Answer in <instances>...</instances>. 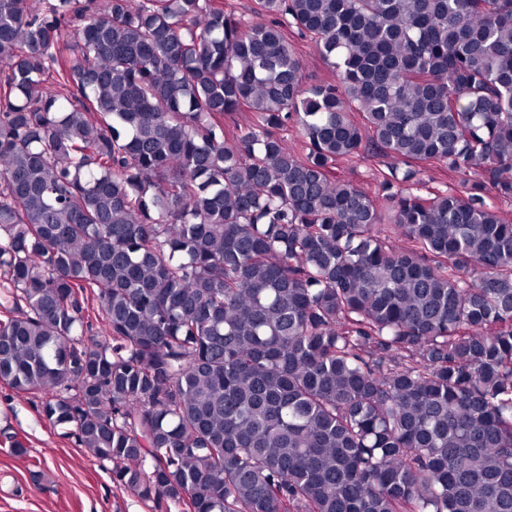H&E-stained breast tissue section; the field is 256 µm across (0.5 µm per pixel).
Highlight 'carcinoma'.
Listing matches in <instances>:
<instances>
[{"label":"carcinoma","instance_id":"cac0c4a2","mask_svg":"<svg viewBox=\"0 0 512 512\" xmlns=\"http://www.w3.org/2000/svg\"><path fill=\"white\" fill-rule=\"evenodd\" d=\"M491 197L512 0H0V382L143 499L512 512ZM300 49L306 62V77L309 82H328L333 81L332 72L326 67L320 56L314 51L311 43L305 41L299 43ZM378 159L360 160L351 164H341L336 170L342 178L354 183L358 187L374 193L377 190L375 182L372 180L370 170L378 167Z\"/></svg>","mask_w":512,"mask_h":512}]
</instances>
